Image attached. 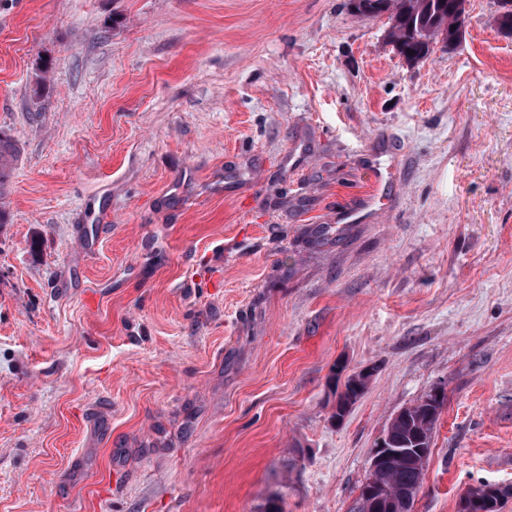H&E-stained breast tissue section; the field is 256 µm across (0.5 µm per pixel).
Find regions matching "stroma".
Wrapping results in <instances>:
<instances>
[{
    "label": "stroma",
    "mask_w": 512,
    "mask_h": 512,
    "mask_svg": "<svg viewBox=\"0 0 512 512\" xmlns=\"http://www.w3.org/2000/svg\"><path fill=\"white\" fill-rule=\"evenodd\" d=\"M349 0H0V512H414L512 485V34ZM375 373L343 424L337 365ZM374 1V2H373ZM464 0H368L375 6V16L389 13L392 20L389 37L398 53L413 63L426 58L434 45L448 47V35L460 34L458 14ZM451 26H455L451 30ZM413 50V53H409ZM18 149L14 140L0 133V191L4 189L13 165L17 161ZM440 414L432 420L428 418L424 409L414 408L407 416L404 410L394 416L390 423L405 416L406 418L394 422L390 428L384 431L381 436L384 448H381L382 444L378 440L371 451L368 477L359 493L360 496L363 492L365 512H377L375 510L379 506V501L383 499L387 500V507L394 512L412 511L418 488L404 491L398 495L391 494L400 492L404 488L421 487L428 459L425 463H419L418 460L410 461L406 458L389 459L392 456L413 455V452H417L419 457H424L429 451L427 448H431ZM417 441L426 444L427 448H415ZM390 448L407 449L391 450ZM381 471L382 483L386 485L391 494L378 480Z\"/></svg>",
    "instance_id": "35a3bbf8"
}]
</instances>
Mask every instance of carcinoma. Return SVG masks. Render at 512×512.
I'll list each match as a JSON object with an SVG mask.
<instances>
[{"mask_svg": "<svg viewBox=\"0 0 512 512\" xmlns=\"http://www.w3.org/2000/svg\"><path fill=\"white\" fill-rule=\"evenodd\" d=\"M459 0H374L375 14L389 13L392 20L389 37L398 53L413 63L426 58L434 45L448 46V35L459 36ZM18 149L14 140L0 133V192L6 185ZM438 419L428 418L421 408L394 422L382 435L387 448H414L416 442L432 445ZM426 464L406 458L387 461L382 483L395 494L422 484Z\"/></svg>", "mask_w": 512, "mask_h": 512, "instance_id": "1", "label": "carcinoma"}]
</instances>
